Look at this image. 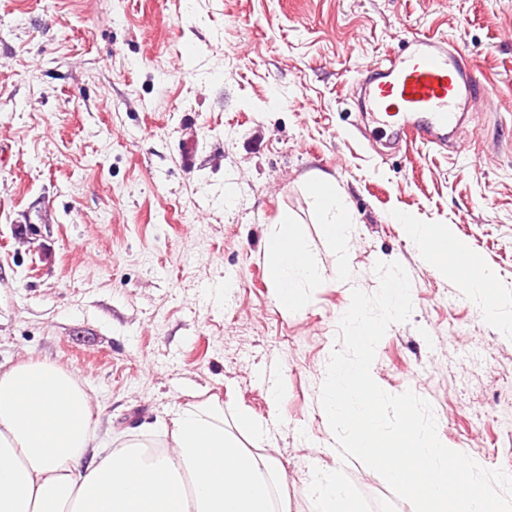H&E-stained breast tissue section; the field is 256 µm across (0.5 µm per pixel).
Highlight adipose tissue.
Listing matches in <instances>:
<instances>
[{"mask_svg": "<svg viewBox=\"0 0 512 512\" xmlns=\"http://www.w3.org/2000/svg\"><path fill=\"white\" fill-rule=\"evenodd\" d=\"M307 192L328 244L342 254L349 218L334 179L319 175ZM392 220L436 274L456 281L480 315L512 335V313L493 292L495 274L467 239L404 210ZM264 267L286 314L303 308L305 288L322 278L299 224L286 214L264 241ZM90 406L75 374L52 363L28 360L0 372V512H287L276 458L246 448L238 436L245 430L255 441L268 438L247 409L229 429L220 406L191 404L159 434L139 431L95 458ZM308 492L315 512H365L335 473H313Z\"/></svg>", "mask_w": 512, "mask_h": 512, "instance_id": "ef3b65f1", "label": "adipose tissue"}]
</instances>
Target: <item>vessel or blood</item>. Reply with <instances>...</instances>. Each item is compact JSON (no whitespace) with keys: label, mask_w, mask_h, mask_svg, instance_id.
<instances>
[{"label":"vessel or blood","mask_w":512,"mask_h":512,"mask_svg":"<svg viewBox=\"0 0 512 512\" xmlns=\"http://www.w3.org/2000/svg\"><path fill=\"white\" fill-rule=\"evenodd\" d=\"M464 48L443 36L418 35L366 67L364 105L383 138L441 151L460 131L464 114L489 91L463 63Z\"/></svg>","instance_id":"vessel-or-blood-1"}]
</instances>
